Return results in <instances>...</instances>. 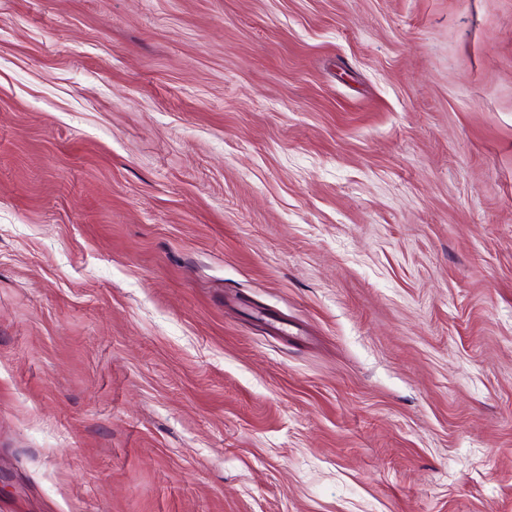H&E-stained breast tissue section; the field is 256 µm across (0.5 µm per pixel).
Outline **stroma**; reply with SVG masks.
Returning <instances> with one entry per match:
<instances>
[{
  "label": "stroma",
  "mask_w": 512,
  "mask_h": 512,
  "mask_svg": "<svg viewBox=\"0 0 512 512\" xmlns=\"http://www.w3.org/2000/svg\"><path fill=\"white\" fill-rule=\"evenodd\" d=\"M0 512H512V0H0Z\"/></svg>",
  "instance_id": "obj_1"
}]
</instances>
